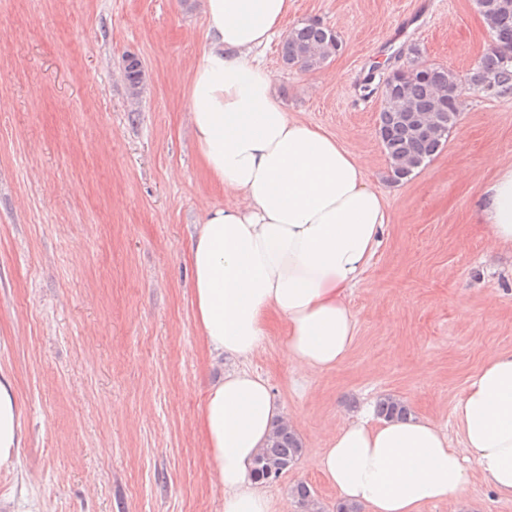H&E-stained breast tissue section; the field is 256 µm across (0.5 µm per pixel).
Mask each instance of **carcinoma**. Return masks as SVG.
Returning a JSON list of instances; mask_svg holds the SVG:
<instances>
[{
  "label": "carcinoma",
  "mask_w": 512,
  "mask_h": 512,
  "mask_svg": "<svg viewBox=\"0 0 512 512\" xmlns=\"http://www.w3.org/2000/svg\"><path fill=\"white\" fill-rule=\"evenodd\" d=\"M481 16L491 32L493 46L467 80L441 66L419 72L414 62L393 71L384 82L378 135L394 179H404L426 165L447 139L445 135L435 136L426 130L414 133L402 119L405 110L422 114L444 112L451 129L458 121L461 97L483 89L487 81H494L502 94L512 93V60H505L507 55L512 57V0H494V5L481 12ZM339 49L332 28L318 21H307L288 31L283 40L282 60L288 67L309 72L324 65ZM125 74L130 89L137 90L142 82L140 61L134 57L127 59ZM377 413L385 419H402L409 411L404 402L388 397L378 402ZM302 453L303 443L293 426L286 421L277 424L257 456L256 479L264 484L277 480L296 464ZM291 495L301 512H317V501L308 485H296Z\"/></svg>",
  "instance_id": "obj_1"
}]
</instances>
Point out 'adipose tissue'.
I'll list each match as a JSON object with an SVG mask.
<instances>
[{
  "instance_id": "ef3b65f1",
  "label": "adipose tissue",
  "mask_w": 512,
  "mask_h": 512,
  "mask_svg": "<svg viewBox=\"0 0 512 512\" xmlns=\"http://www.w3.org/2000/svg\"><path fill=\"white\" fill-rule=\"evenodd\" d=\"M292 0H203L204 54L188 85L187 119L210 178L224 190L189 238L195 317L216 356L237 361L206 399L200 428L224 512H273L254 461L283 412L260 375L244 369L268 334L288 325L294 368L322 372L350 353L347 301L390 222L382 186L336 137L288 116L254 52L284 30ZM473 217L512 248V162L495 160ZM451 445L431 419L368 424L347 416L312 467L364 512H419L456 498L466 461L512 497V351L492 352L454 408ZM26 439L11 377L0 371V470Z\"/></svg>"
}]
</instances>
